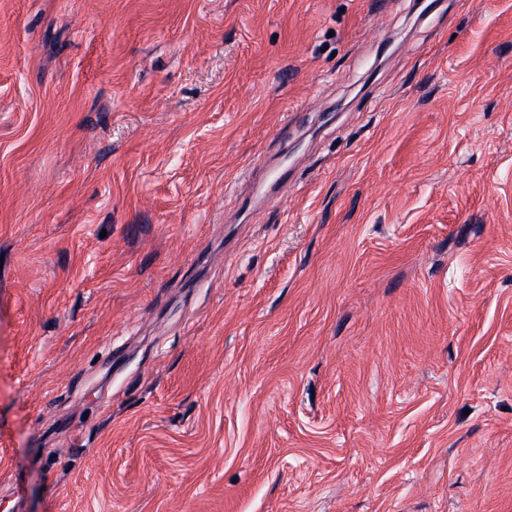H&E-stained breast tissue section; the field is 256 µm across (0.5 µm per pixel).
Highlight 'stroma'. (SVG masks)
<instances>
[{
    "label": "stroma",
    "mask_w": 512,
    "mask_h": 512,
    "mask_svg": "<svg viewBox=\"0 0 512 512\" xmlns=\"http://www.w3.org/2000/svg\"><path fill=\"white\" fill-rule=\"evenodd\" d=\"M0 0V512H512V0Z\"/></svg>",
    "instance_id": "stroma-1"
}]
</instances>
